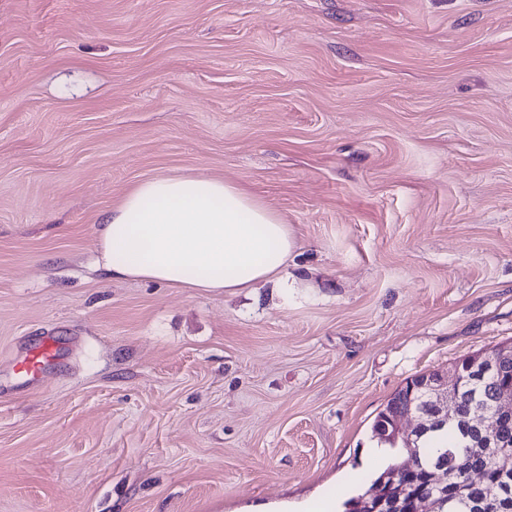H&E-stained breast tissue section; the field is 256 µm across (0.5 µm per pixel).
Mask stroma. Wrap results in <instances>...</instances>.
Instances as JSON below:
<instances>
[{"label": "stroma", "instance_id": "obj_1", "mask_svg": "<svg viewBox=\"0 0 512 512\" xmlns=\"http://www.w3.org/2000/svg\"><path fill=\"white\" fill-rule=\"evenodd\" d=\"M185 173L290 224L282 281L96 268ZM507 341L512 0H0V512L343 503L396 390ZM60 342L55 336H42L14 365L16 384L28 388L39 383L42 375L59 359Z\"/></svg>", "mask_w": 512, "mask_h": 512}]
</instances>
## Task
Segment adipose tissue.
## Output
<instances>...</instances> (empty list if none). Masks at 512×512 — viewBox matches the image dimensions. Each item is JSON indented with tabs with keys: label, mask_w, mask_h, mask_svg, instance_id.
I'll list each match as a JSON object with an SVG mask.
<instances>
[{
	"label": "adipose tissue",
	"mask_w": 512,
	"mask_h": 512,
	"mask_svg": "<svg viewBox=\"0 0 512 512\" xmlns=\"http://www.w3.org/2000/svg\"><path fill=\"white\" fill-rule=\"evenodd\" d=\"M295 247L289 225L240 185L157 175L110 209L97 264L116 279L225 293L280 279Z\"/></svg>",
	"instance_id": "ef3b65f1"
}]
</instances>
